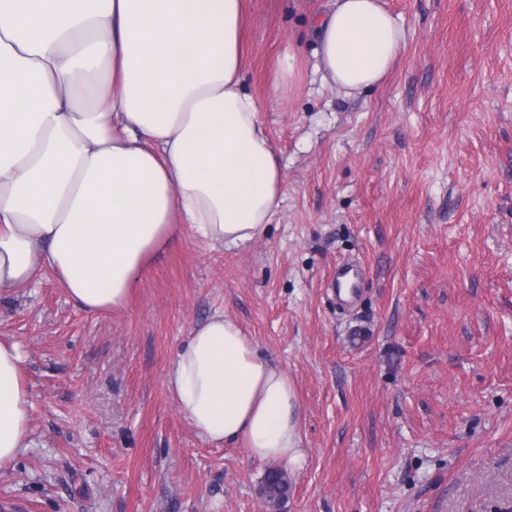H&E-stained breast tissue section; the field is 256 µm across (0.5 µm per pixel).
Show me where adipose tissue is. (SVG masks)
<instances>
[{
  "label": "adipose tissue",
  "instance_id": "adipose-tissue-1",
  "mask_svg": "<svg viewBox=\"0 0 512 512\" xmlns=\"http://www.w3.org/2000/svg\"><path fill=\"white\" fill-rule=\"evenodd\" d=\"M243 0H0V288L50 270L87 312L122 309L184 233L232 249L266 229L283 170L242 82ZM316 68L347 94L383 82L407 30L383 0H331ZM167 391L209 442L302 458L287 373L217 311L175 351ZM31 395L0 340V466Z\"/></svg>",
  "mask_w": 512,
  "mask_h": 512
}]
</instances>
